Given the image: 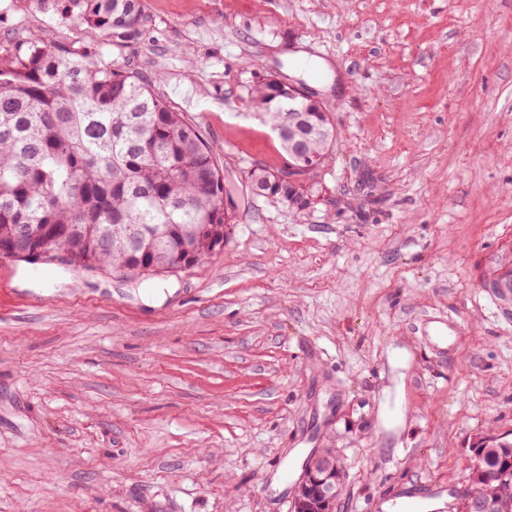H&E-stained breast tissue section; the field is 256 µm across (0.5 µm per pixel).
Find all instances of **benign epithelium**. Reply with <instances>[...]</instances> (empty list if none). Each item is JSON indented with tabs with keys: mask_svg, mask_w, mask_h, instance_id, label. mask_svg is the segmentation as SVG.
I'll use <instances>...</instances> for the list:
<instances>
[{
	"mask_svg": "<svg viewBox=\"0 0 512 512\" xmlns=\"http://www.w3.org/2000/svg\"><path fill=\"white\" fill-rule=\"evenodd\" d=\"M316 125L303 117H293L288 138L293 147L287 166L278 174L275 184H297L305 173L320 167L324 155L310 150V135ZM340 494V468L336 458L312 455L305 464L302 477L295 484L290 512H333ZM512 500V487H502L493 495L474 493L455 501L448 512H500L503 503Z\"/></svg>",
	"mask_w": 512,
	"mask_h": 512,
	"instance_id": "benign-epithelium-1",
	"label": "benign epithelium"
}]
</instances>
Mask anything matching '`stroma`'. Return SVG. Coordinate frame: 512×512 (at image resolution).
Wrapping results in <instances>:
<instances>
[{"mask_svg": "<svg viewBox=\"0 0 512 512\" xmlns=\"http://www.w3.org/2000/svg\"><path fill=\"white\" fill-rule=\"evenodd\" d=\"M138 40L89 41L0 0V45L37 36L160 72L235 186L224 249L148 278L18 262L0 288V512H289L330 451L336 512H419L512 433V0H145ZM337 66L306 85L288 51ZM302 83L333 150L298 208L249 93ZM461 324L433 347L429 319ZM290 473L291 483L273 484ZM274 170H269L265 167H255L249 171V178L256 190H259L261 193H257L260 196L266 198H276L283 201L291 202L289 194L297 195V192L302 194V187L296 189V186L291 185V190L287 187H282L278 191H273L270 189V184L274 182ZM289 193V194H288ZM298 196V195H297Z\"/></svg>", "mask_w": 512, "mask_h": 512, "instance_id": "1", "label": "stroma"}]
</instances>
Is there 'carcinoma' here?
Here are the masks:
<instances>
[{
  "label": "carcinoma",
  "instance_id": "carcinoma-1",
  "mask_svg": "<svg viewBox=\"0 0 512 512\" xmlns=\"http://www.w3.org/2000/svg\"><path fill=\"white\" fill-rule=\"evenodd\" d=\"M90 37L116 43L153 25L143 0H39ZM157 76L94 64L84 50L34 38L0 54V256L27 248L24 231H55L72 265L123 274L176 272L224 249V170L197 126L155 90ZM253 102L272 128L288 127V87L269 79ZM266 198L274 171H249ZM127 224L138 244L112 231Z\"/></svg>",
  "mask_w": 512,
  "mask_h": 512
}]
</instances>
